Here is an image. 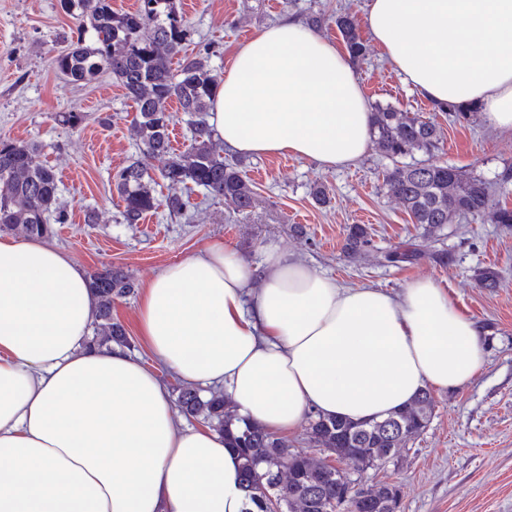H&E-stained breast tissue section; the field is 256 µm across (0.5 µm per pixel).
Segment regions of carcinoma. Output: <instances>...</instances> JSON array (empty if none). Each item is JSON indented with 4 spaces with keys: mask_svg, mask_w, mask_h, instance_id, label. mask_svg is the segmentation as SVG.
Here are the masks:
<instances>
[{
    "mask_svg": "<svg viewBox=\"0 0 512 512\" xmlns=\"http://www.w3.org/2000/svg\"><path fill=\"white\" fill-rule=\"evenodd\" d=\"M66 13L82 21L77 37L53 58L57 72L73 83H88L107 72L125 90L135 105L131 131L142 153L165 156L160 172L168 193L158 196L157 180L140 162L119 170L113 186L124 203L123 220L137 224L144 215L159 208L169 216L183 214V188H203L237 211L255 205L256 193L245 171L224 162L216 148L208 122L217 80L209 56L187 53L191 26L176 0H138L136 9L118 12L112 0H60ZM338 29L352 60L368 53L354 19L336 16ZM179 58L178 67L172 60ZM188 115L191 147L176 153L170 146L172 115L170 101ZM442 128L436 117L404 112L387 104L371 110V134L392 167L384 174V186L398 199L411 219L429 235L461 218L488 217L495 224H512V209L502 207L495 195L512 192V168L488 180L466 174L456 167L415 159L438 150ZM40 146L30 141L0 140V233L20 237H44L52 232L49 217L65 223L58 206V183L54 170L41 162ZM370 242L368 228L349 227L345 253L352 257ZM421 256L415 247L387 254L391 263H409ZM97 315L95 343L100 347L127 345L121 323L112 320V306L135 295L136 284L122 270L104 266L89 274ZM177 406L184 415L202 420L224 435L241 459L240 480L248 492L250 508L245 512H267L263 501L289 495L281 502L284 512H368L361 489L341 477L329 460L296 452L288 439L249 423L240 417L224 394L208 396L194 386L179 389ZM434 404L422 391L403 410L381 419L354 422L311 412L306 435L313 448H322L339 462L364 453L372 463L383 465L398 448L427 428Z\"/></svg>",
    "mask_w": 512,
    "mask_h": 512,
    "instance_id": "carcinoma-1",
    "label": "carcinoma"
}]
</instances>
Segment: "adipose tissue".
<instances>
[{"mask_svg": "<svg viewBox=\"0 0 512 512\" xmlns=\"http://www.w3.org/2000/svg\"><path fill=\"white\" fill-rule=\"evenodd\" d=\"M365 25L412 90L512 131V0H368ZM209 124L238 153L326 169L371 141L348 53L298 20L236 51ZM264 255L258 271L216 240L148 282L136 310L148 366L90 344L85 269L41 240L0 237V512H245L236 452L177 426L161 366L222 385L275 434L312 410L382 417L480 371V329L433 280L345 288L276 244Z\"/></svg>", "mask_w": 512, "mask_h": 512, "instance_id": "ef3b65f1", "label": "adipose tissue"}]
</instances>
